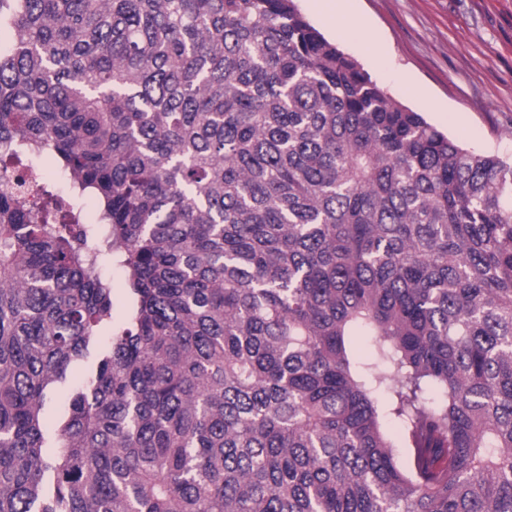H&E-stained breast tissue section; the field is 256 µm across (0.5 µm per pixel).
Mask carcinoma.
<instances>
[{
    "label": "carcinoma",
    "instance_id": "cac0c4a2",
    "mask_svg": "<svg viewBox=\"0 0 512 512\" xmlns=\"http://www.w3.org/2000/svg\"><path fill=\"white\" fill-rule=\"evenodd\" d=\"M1 29L0 140L98 222L0 192V512H512V162L295 0H0ZM57 180H62L67 184L68 189L62 192L57 191L54 194L57 200L62 214H66L67 217L64 222L66 224H84V201H75L72 194V180L70 177L63 173H56ZM93 366L94 360L92 358H88L74 365L68 373L67 383L57 390L52 401L47 405V413L49 416L65 409L70 389L81 385L88 377Z\"/></svg>",
    "mask_w": 512,
    "mask_h": 512
}]
</instances>
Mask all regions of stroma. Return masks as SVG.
<instances>
[{"label": "stroma", "mask_w": 512, "mask_h": 512, "mask_svg": "<svg viewBox=\"0 0 512 512\" xmlns=\"http://www.w3.org/2000/svg\"><path fill=\"white\" fill-rule=\"evenodd\" d=\"M304 17L396 99L464 148L512 159V0H353Z\"/></svg>", "instance_id": "35a3bbf8"}]
</instances>
